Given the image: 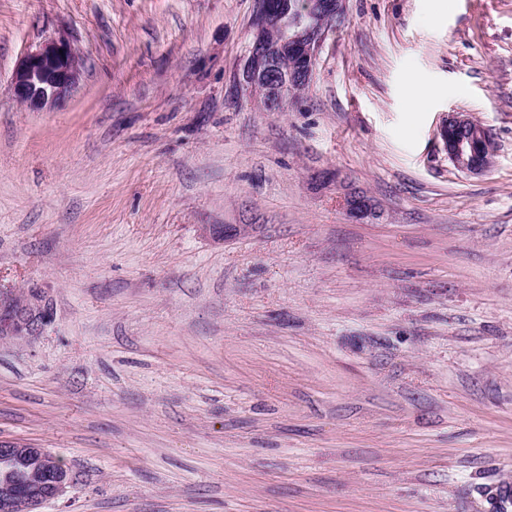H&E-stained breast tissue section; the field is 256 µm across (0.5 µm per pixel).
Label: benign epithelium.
<instances>
[{"mask_svg": "<svg viewBox=\"0 0 512 512\" xmlns=\"http://www.w3.org/2000/svg\"><path fill=\"white\" fill-rule=\"evenodd\" d=\"M346 0H309L292 11L280 0H257L250 37L235 75L237 91L266 112H279L311 82L328 35L327 21L344 16ZM83 62L68 36L49 37L28 50L12 77L15 99L33 111L54 106L77 87ZM448 158L462 172L483 173L492 163L487 129L464 112H450L440 128ZM347 214L361 221L380 211L363 192L349 189ZM53 300L42 284L29 283L24 296L0 285V340L42 334L53 323ZM72 478L68 468L44 488L0 495V512H37L44 503L62 496Z\"/></svg>", "mask_w": 512, "mask_h": 512, "instance_id": "obj_1", "label": "benign epithelium"}]
</instances>
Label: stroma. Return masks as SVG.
<instances>
[{"label":"stroma","mask_w":512,"mask_h":512,"mask_svg":"<svg viewBox=\"0 0 512 512\" xmlns=\"http://www.w3.org/2000/svg\"><path fill=\"white\" fill-rule=\"evenodd\" d=\"M255 9L0 0V282L55 310L0 341V440L69 468L41 512H512V0H346L284 112L235 87ZM59 33L80 83L30 111ZM82 67V59L68 36L49 37L17 63L11 82L13 96L33 111L54 106L77 87ZM440 136L448 158L460 171L478 175L491 165V137L484 126L465 112L448 113ZM347 214L356 221L367 218H378L380 211L373 201L363 192L356 189H348L344 197Z\"/></svg>","instance_id":"obj_1"}]
</instances>
